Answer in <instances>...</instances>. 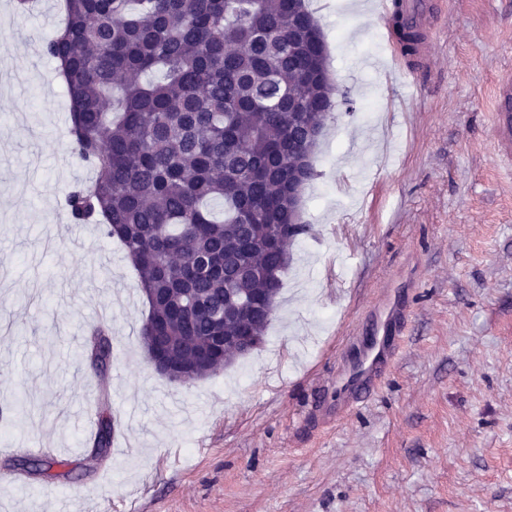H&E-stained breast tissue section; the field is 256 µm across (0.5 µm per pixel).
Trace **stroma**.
<instances>
[{"label": "stroma", "instance_id": "stroma-1", "mask_svg": "<svg viewBox=\"0 0 512 512\" xmlns=\"http://www.w3.org/2000/svg\"><path fill=\"white\" fill-rule=\"evenodd\" d=\"M356 0H308L337 108L303 195L309 230L260 347L187 386L158 376L121 246L62 207L92 171L69 150V98L42 42L62 0H0V512H512V173L490 124L512 66V0H432L419 80ZM412 291L403 342L369 400L323 404L388 293ZM108 319L106 372L83 355ZM114 419L92 452L88 406ZM52 445L50 470L19 468Z\"/></svg>", "mask_w": 512, "mask_h": 512}]
</instances>
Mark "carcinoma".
I'll use <instances>...</instances> for the list:
<instances>
[{
	"label": "carcinoma",
	"mask_w": 512,
	"mask_h": 512,
	"mask_svg": "<svg viewBox=\"0 0 512 512\" xmlns=\"http://www.w3.org/2000/svg\"><path fill=\"white\" fill-rule=\"evenodd\" d=\"M298 2L63 0L62 32L41 47L64 65L69 148L94 172L66 191L69 219L121 243L149 306L143 349L165 342L190 384L240 356L241 332L264 335L289 246L307 231L291 223L288 181L317 147L306 124H325L339 90ZM271 234L287 247L270 248ZM83 352L107 367L109 324ZM113 432L101 411L94 451L108 453Z\"/></svg>",
	"instance_id": "1"
}]
</instances>
